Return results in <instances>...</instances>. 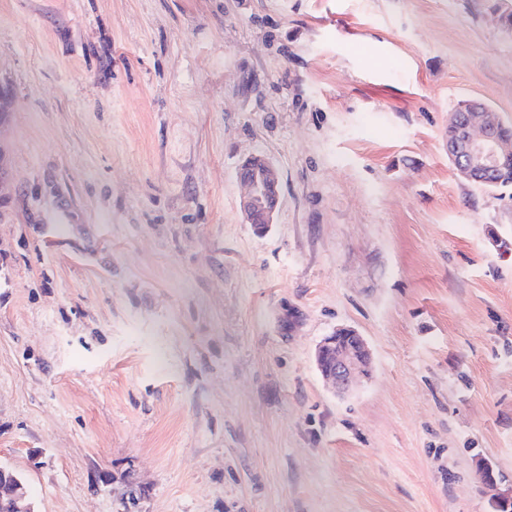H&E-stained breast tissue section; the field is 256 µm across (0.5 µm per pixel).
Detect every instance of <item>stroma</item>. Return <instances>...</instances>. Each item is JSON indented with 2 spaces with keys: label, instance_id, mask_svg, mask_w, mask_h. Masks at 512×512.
<instances>
[{
  "label": "stroma",
  "instance_id": "obj_1",
  "mask_svg": "<svg viewBox=\"0 0 512 512\" xmlns=\"http://www.w3.org/2000/svg\"><path fill=\"white\" fill-rule=\"evenodd\" d=\"M501 5L0 0V465L36 512L512 494V187L446 149L461 100L512 124ZM339 327L371 353L345 396L314 358ZM252 168H261L267 181V185L259 187L257 183L249 178H243L241 180L246 188V195L241 201L242 210L246 216V219L259 229L266 227L273 223V215L277 206V185L278 176L275 168L272 164L264 157L254 156L251 157L242 166L241 172L244 170H252ZM260 216L263 220H253Z\"/></svg>",
  "mask_w": 512,
  "mask_h": 512
}]
</instances>
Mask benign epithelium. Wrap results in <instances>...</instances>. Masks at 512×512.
<instances>
[{"label": "benign epithelium", "mask_w": 512, "mask_h": 512, "mask_svg": "<svg viewBox=\"0 0 512 512\" xmlns=\"http://www.w3.org/2000/svg\"><path fill=\"white\" fill-rule=\"evenodd\" d=\"M500 119L495 110L479 100H464L452 112L450 125L457 135L448 139V156L457 170L468 181L486 182L500 163L512 157V144L499 136ZM260 168L267 185L260 187L249 178L243 179L246 195L241 201L248 221L259 217L264 224L273 223L277 206L278 176L275 168L264 157L254 156L242 169ZM350 335L351 345H337L339 337ZM315 361L322 377L337 392L346 393L357 380L367 374L369 350L362 336L354 329L341 327L324 338L315 353ZM0 512H35L32 500L22 481L15 475H6L0 468Z\"/></svg>", "instance_id": "obj_1"}]
</instances>
